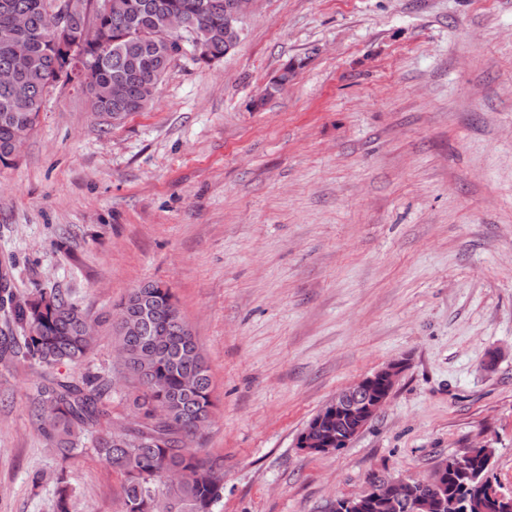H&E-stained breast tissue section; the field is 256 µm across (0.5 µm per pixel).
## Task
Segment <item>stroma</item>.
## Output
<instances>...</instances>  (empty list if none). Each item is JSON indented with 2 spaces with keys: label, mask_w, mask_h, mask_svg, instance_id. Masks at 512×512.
<instances>
[{
  "label": "stroma",
  "mask_w": 512,
  "mask_h": 512,
  "mask_svg": "<svg viewBox=\"0 0 512 512\" xmlns=\"http://www.w3.org/2000/svg\"><path fill=\"white\" fill-rule=\"evenodd\" d=\"M213 66L173 62L152 104L101 128L57 86L0 168V266L102 321L71 369L111 381L107 324L169 286L210 366L195 441L224 468L213 512H327L373 476L430 478L493 448L512 494V0H261ZM293 77L278 91L285 66ZM400 361L347 447L297 439L342 389ZM36 364H0V512H122L85 448L60 465L34 416Z\"/></svg>",
  "instance_id": "obj_1"
}]
</instances>
